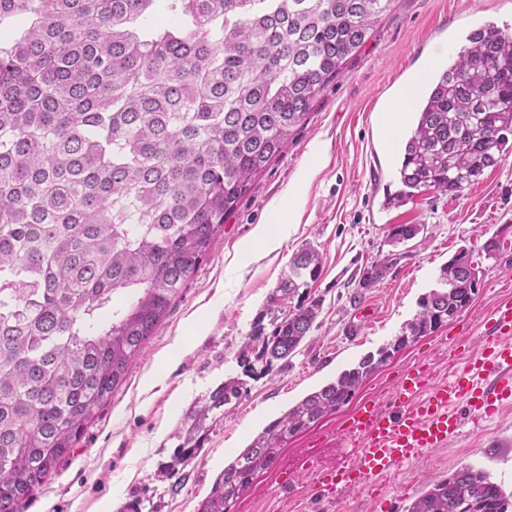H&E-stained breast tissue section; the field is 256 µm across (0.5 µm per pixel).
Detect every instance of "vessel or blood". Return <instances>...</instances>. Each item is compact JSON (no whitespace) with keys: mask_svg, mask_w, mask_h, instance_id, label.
<instances>
[{"mask_svg":"<svg viewBox=\"0 0 512 512\" xmlns=\"http://www.w3.org/2000/svg\"><path fill=\"white\" fill-rule=\"evenodd\" d=\"M480 353L446 382H428L429 364L407 369L391 394V409L365 401L345 421L354 441L349 461L320 471L317 484L331 496L390 475L422 452L447 444L460 428V410L475 420L512 405V300L497 304Z\"/></svg>","mask_w":512,"mask_h":512,"instance_id":"obj_1","label":"vessel or blood"}]
</instances>
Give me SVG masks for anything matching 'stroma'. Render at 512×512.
I'll return each instance as SVG.
<instances>
[{
	"label": "stroma",
	"mask_w": 512,
	"mask_h": 512,
	"mask_svg": "<svg viewBox=\"0 0 512 512\" xmlns=\"http://www.w3.org/2000/svg\"><path fill=\"white\" fill-rule=\"evenodd\" d=\"M487 20L512 33V0H395L342 76L314 102L305 125L256 178L68 461L24 512H119L130 498L140 512H199L225 465L270 421L401 335L462 247L481 270L471 305L387 360L355 399L388 405L396 380L416 360L429 359L441 383L478 352L491 312L512 297V154L459 194L430 190L398 207L383 202L400 187L399 145L413 121L405 112L400 134L388 135V112L420 73H432L461 50L462 31ZM311 163L314 173L302 180ZM297 182L301 201L287 236L276 249L247 252L272 201ZM396 224H416L420 232L395 247L389 232ZM491 238L498 247L488 254L483 245ZM308 244L322 255L320 275L309 285L311 298L321 302L315 326L288 366L248 380L236 407L212 425L181 487L171 490L166 469L187 412L240 376L235 357L242 342L293 255ZM395 249L404 259L375 288L362 290L364 267ZM363 310L369 321L358 320ZM343 418L336 412L289 439L230 512H406L434 480L466 465L512 492L511 406L481 423L463 416L446 446L426 450L389 477L335 501L320 497L316 471L303 468L301 459L311 449L319 469L344 462L350 440L339 429ZM286 477L291 486L284 490Z\"/></svg>",
	"instance_id": "obj_1"
}]
</instances>
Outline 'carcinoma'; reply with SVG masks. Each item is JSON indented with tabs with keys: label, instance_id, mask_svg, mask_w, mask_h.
Returning <instances> with one entry per match:
<instances>
[{
	"label": "carcinoma",
	"instance_id": "carcinoma-1",
	"mask_svg": "<svg viewBox=\"0 0 512 512\" xmlns=\"http://www.w3.org/2000/svg\"><path fill=\"white\" fill-rule=\"evenodd\" d=\"M395 0H0V512H20L74 451L255 177L343 73ZM25 20L15 28V21ZM418 92L392 207L456 194L512 153V36L488 21ZM418 228L395 224L398 245ZM403 257L365 269L381 282ZM295 253L269 297L297 299L237 363L285 366L320 301L321 268ZM469 251L441 270L406 336H426L473 300ZM405 343L360 358L267 424L216 478L200 512H228L290 438L336 413ZM229 379L188 413L173 486L229 405ZM407 512H512L464 466Z\"/></svg>",
	"mask_w": 512,
	"mask_h": 512
}]
</instances>
